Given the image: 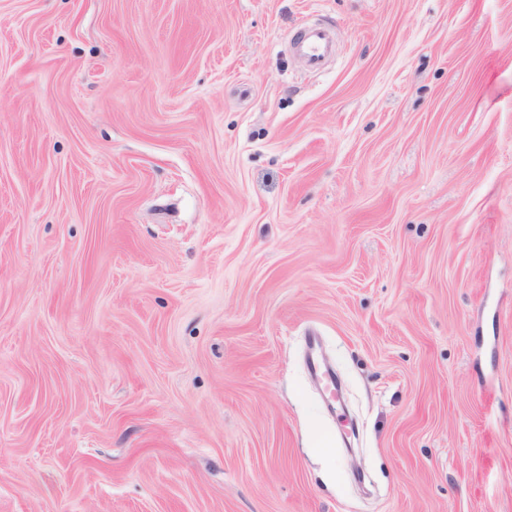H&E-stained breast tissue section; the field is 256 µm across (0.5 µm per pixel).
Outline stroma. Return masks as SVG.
Returning <instances> with one entry per match:
<instances>
[{
  "mask_svg": "<svg viewBox=\"0 0 512 512\" xmlns=\"http://www.w3.org/2000/svg\"><path fill=\"white\" fill-rule=\"evenodd\" d=\"M0 512H512V0H0ZM330 37L327 29L312 27L306 30L297 41V49L304 56L311 69H323L330 53Z\"/></svg>",
  "mask_w": 512,
  "mask_h": 512,
  "instance_id": "35a3bbf8",
  "label": "stroma"
}]
</instances>
